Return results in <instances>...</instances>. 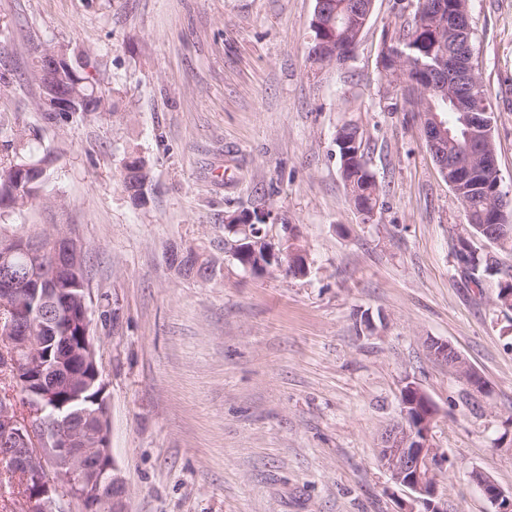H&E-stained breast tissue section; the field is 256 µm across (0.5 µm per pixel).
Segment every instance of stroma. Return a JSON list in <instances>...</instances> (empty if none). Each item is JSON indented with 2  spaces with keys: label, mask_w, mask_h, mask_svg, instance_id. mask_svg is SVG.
<instances>
[{
  "label": "stroma",
  "mask_w": 512,
  "mask_h": 512,
  "mask_svg": "<svg viewBox=\"0 0 512 512\" xmlns=\"http://www.w3.org/2000/svg\"><path fill=\"white\" fill-rule=\"evenodd\" d=\"M415 0H375L343 67H311L316 0H0V162L19 144L54 152L42 197L5 221L67 225L84 246L93 346L128 512H402L408 489L378 463L399 396L415 382L439 410L447 512H492L469 473L512 493V309L475 288L472 236L439 173L418 107L383 77L384 33ZM475 62L494 113L501 187L512 192V0H469ZM91 51L109 112L48 123L34 78L45 47ZM362 122L382 192L361 223L335 132ZM148 203L122 185L129 154ZM268 212L310 272L255 275L231 256L224 218ZM195 249L210 279L172 249ZM495 251V250H494ZM451 344L483 394L428 355Z\"/></svg>",
  "instance_id": "35a3bbf8"
}]
</instances>
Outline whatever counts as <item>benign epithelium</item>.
<instances>
[{
	"label": "benign epithelium",
	"instance_id": "1",
	"mask_svg": "<svg viewBox=\"0 0 512 512\" xmlns=\"http://www.w3.org/2000/svg\"><path fill=\"white\" fill-rule=\"evenodd\" d=\"M419 12L434 21L438 28L448 27L451 50H443L427 63H417L419 79L425 84V94L434 99L452 103L460 113V124L474 135V150L483 158V166L498 170L494 149L493 119L484 109L480 96L474 93L476 70L470 54L471 29L468 25V2L446 7L443 0H421ZM383 50L397 70L406 68L405 56L398 40L386 39ZM63 53L47 48L40 54V71L47 75L60 68ZM423 136L439 170L457 196L469 190L473 170L459 160L448 159V141L452 133L441 123L433 99L428 100L427 114L422 121ZM268 216L244 214L228 227L236 237L232 255L251 254L247 271L264 274L268 263L281 268L285 261L295 257L294 247L276 244L263 237L261 225ZM58 266H77L84 248L81 243L63 233L54 243ZM44 237L31 236L16 239L7 248H0V304L11 303L14 321L7 324L4 335L10 337L13 363L29 367L39 357L43 340L28 334L27 323L33 314L26 306V296H39L46 308L58 320H69L80 314L88 324L90 309L86 296L76 294L64 297L45 275L43 254ZM428 354L438 364L454 370L463 358L446 341L428 342ZM62 360L69 366L40 369L41 396L51 399L71 385L78 372L75 364L97 365L93 345L84 341L79 349L63 348ZM403 421L393 425L383 436L378 460L391 479L412 492L411 503L403 512H446L444 497L439 493L434 471L448 459L433 448L429 432L438 410L428 395L410 384L401 390ZM42 404L26 398V419H21L15 408L0 404V437L8 438L12 447L5 457L16 473L25 477L35 474L44 491L23 501V512H66L64 503L76 502L81 512H127L126 487L116 474L110 445L109 423L101 418L94 429L83 428L84 413L72 412L65 416L66 427L48 430L31 422L41 416ZM478 487L493 508V512H512V495L505 493L492 477Z\"/></svg>",
	"mask_w": 512,
	"mask_h": 512
}]
</instances>
